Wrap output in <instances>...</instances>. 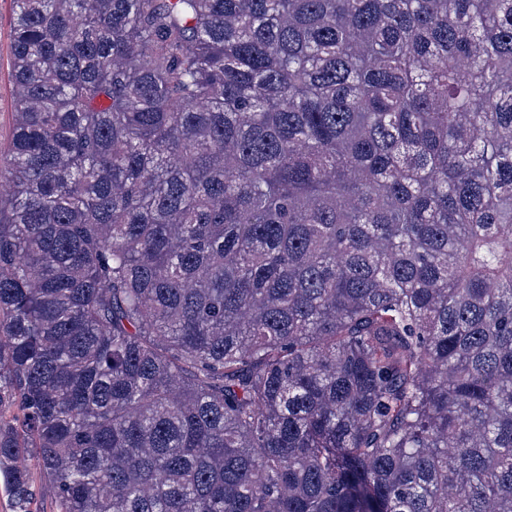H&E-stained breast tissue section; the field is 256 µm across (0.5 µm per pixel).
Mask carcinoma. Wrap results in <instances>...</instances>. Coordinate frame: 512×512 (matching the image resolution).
I'll list each match as a JSON object with an SVG mask.
<instances>
[{"mask_svg":"<svg viewBox=\"0 0 512 512\" xmlns=\"http://www.w3.org/2000/svg\"><path fill=\"white\" fill-rule=\"evenodd\" d=\"M13 4L10 512H512V0Z\"/></svg>","mask_w":512,"mask_h":512,"instance_id":"carcinoma-1","label":"carcinoma"}]
</instances>
